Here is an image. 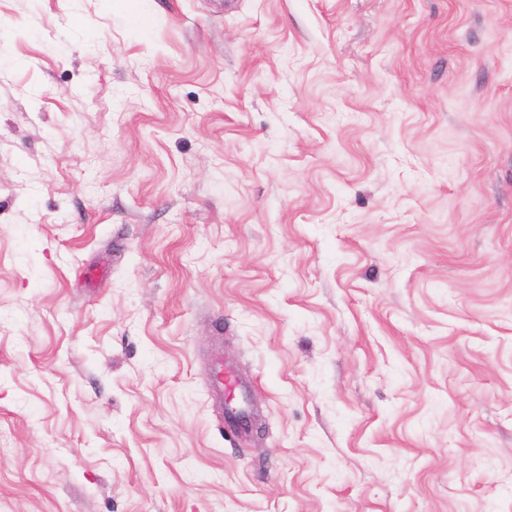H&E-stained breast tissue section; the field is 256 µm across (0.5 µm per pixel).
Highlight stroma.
<instances>
[{
	"label": "stroma",
	"mask_w": 512,
	"mask_h": 512,
	"mask_svg": "<svg viewBox=\"0 0 512 512\" xmlns=\"http://www.w3.org/2000/svg\"><path fill=\"white\" fill-rule=\"evenodd\" d=\"M140 15L0 0V512H512V0ZM213 389L217 397L223 396L224 392L229 389L237 393L238 401L234 403V409L225 417V424L226 428L234 435H247V421L251 415L248 405L251 383L239 380L227 368L224 371L218 370Z\"/></svg>",
	"instance_id": "obj_1"
}]
</instances>
